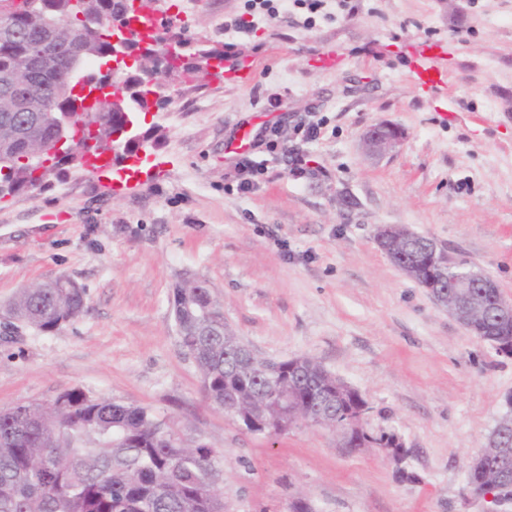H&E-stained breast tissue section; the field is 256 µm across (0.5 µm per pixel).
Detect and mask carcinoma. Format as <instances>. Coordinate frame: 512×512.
I'll use <instances>...</instances> for the list:
<instances>
[{
	"label": "carcinoma",
	"mask_w": 512,
	"mask_h": 512,
	"mask_svg": "<svg viewBox=\"0 0 512 512\" xmlns=\"http://www.w3.org/2000/svg\"><path fill=\"white\" fill-rule=\"evenodd\" d=\"M85 24L72 0H11L12 32L0 36V76L24 75L35 83L15 92L18 103L0 96V200L44 186L62 165L82 167L83 147L112 151V135L132 115L167 102V80L191 81L203 61L230 56L224 46L200 41L180 54L163 51L139 70L101 71L112 51V26L137 19L131 0H81ZM49 47L32 61L36 40ZM79 59L77 74L95 87L121 88L124 105L98 99L91 106L65 93L64 71ZM67 119L63 154H50L41 139ZM87 309L84 288L60 276L41 288L19 289L9 312L43 333L79 319ZM173 312L179 344L196 364L201 390L219 409L224 400L238 417L278 420L288 402H305L307 391L288 372L269 373L256 355L227 368L236 336L224 331V313L208 288L186 283L175 289ZM351 396L323 403L343 414L356 407ZM222 457L201 442L186 449L171 441L162 419L149 409L99 397L79 388L60 393L52 405L17 402L0 409V512H218L211 488L221 477Z\"/></svg>",
	"instance_id": "cac0c4a2"
}]
</instances>
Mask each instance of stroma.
Instances as JSON below:
<instances>
[{
	"label": "stroma",
	"instance_id": "stroma-1",
	"mask_svg": "<svg viewBox=\"0 0 512 512\" xmlns=\"http://www.w3.org/2000/svg\"><path fill=\"white\" fill-rule=\"evenodd\" d=\"M157 7L241 69L139 113L161 139L135 175L66 165L0 200V408L70 388L149 408L222 455L224 512H288L297 496L314 512H485L467 463L507 411L512 357L456 322L375 234L430 237L512 297V0H358L345 17L261 19L245 36L224 29L241 0ZM323 56L338 65L319 67ZM380 122L402 138L374 157L362 135ZM308 123L320 132L306 140L295 128ZM246 128L258 177L225 151ZM62 275L86 290L82 317L51 333L9 327L19 288ZM188 279L207 281L258 356H310L357 389L366 428L399 436L414 480L381 448H341L332 429L269 437L212 406L173 315ZM402 230L400 227H384L379 230L376 236V241L379 247L387 254L389 259L398 266L406 275L414 278L416 275V268L418 264L421 262L423 256H413L412 258H407L400 253H396L394 251H388L382 247V242H384L387 238L391 237L395 234L396 231ZM410 237L415 239H421L425 236H421L419 234L405 231Z\"/></svg>",
	"mask_w": 512,
	"mask_h": 512
}]
</instances>
